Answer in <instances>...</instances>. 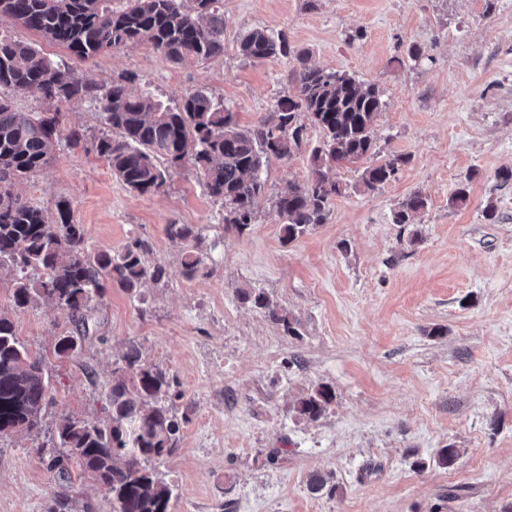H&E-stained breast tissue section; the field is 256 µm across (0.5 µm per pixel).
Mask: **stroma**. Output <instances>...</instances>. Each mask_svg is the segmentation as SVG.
Segmentation results:
<instances>
[{"mask_svg":"<svg viewBox=\"0 0 512 512\" xmlns=\"http://www.w3.org/2000/svg\"><path fill=\"white\" fill-rule=\"evenodd\" d=\"M218 7L224 54L194 67L145 44L80 61L11 19L0 29L101 85L134 73V91L171 107L206 90L244 127L292 88L295 61L246 60L239 37L282 32L311 65L378 87L377 157L408 161L368 192L356 182L374 159L341 168L346 189L326 223L290 242L272 200L306 181L318 128L290 159H269L265 195L239 233L191 162L160 190H127L93 149L106 130L96 103L62 104V138L21 194L51 213L68 202L88 252L143 240L147 264L166 276L133 294L106 286L90 304L88 335L65 358L54 344L71 328L66 308L46 300L12 310L18 338L48 364L52 398L40 433L0 438V512H48L62 493L71 512H111L106 487L48 469L47 441L62 417H104L113 363L133 343L183 393L177 443L155 464L175 487L170 512H512V181L496 178L512 169V0ZM464 184L468 200L454 204ZM415 192L426 209L394 223ZM174 222L214 244L207 274L183 277L184 247L164 233ZM242 290L286 311L297 335L242 303ZM322 386L333 394L326 411L299 416L297 402ZM448 447L458 456L445 467L438 452ZM317 475L326 485L314 493Z\"/></svg>","mask_w":512,"mask_h":512,"instance_id":"obj_1","label":"stroma"}]
</instances>
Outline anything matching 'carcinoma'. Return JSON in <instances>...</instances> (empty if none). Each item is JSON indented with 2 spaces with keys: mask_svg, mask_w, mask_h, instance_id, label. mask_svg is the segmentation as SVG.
<instances>
[{
  "mask_svg": "<svg viewBox=\"0 0 512 512\" xmlns=\"http://www.w3.org/2000/svg\"><path fill=\"white\" fill-rule=\"evenodd\" d=\"M190 2L125 0L113 8L110 0H0V18H12L81 60L148 44L173 63L195 66L224 54V14L218 0ZM239 51L247 60L291 54L284 35L263 30L243 35ZM295 61L293 88L277 100L272 115L247 129L202 89L171 108L148 93H133V74L104 89L35 46L2 33L0 91L58 105L74 99L96 102L104 125L117 137H100L94 150L129 191L159 190L168 168L189 159L207 193L223 201L224 224L238 232L252 224L263 196L266 160L292 157L302 148L307 125L319 128L324 142L312 151L307 180L288 185L274 200L284 219V239L293 241L326 222L329 201L345 190L337 170L376 154L374 128L384 108L375 85L313 66L305 52L297 53ZM301 113L309 124L300 122ZM59 115L20 112L0 96V265L6 263L15 272L14 307L27 308L44 299L68 309L73 330L55 344L62 357L71 355L86 336L88 304L102 295L105 283L132 292L147 280H161L165 269L147 265V246L139 239L117 254L86 253L82 225L73 223L67 203L57 204L59 221L53 223L39 204L15 192L17 183L48 163L60 140ZM406 162L403 155L389 156L364 168L359 181L364 189L376 190L392 181ZM426 207V197L415 192L395 213L394 223L408 224ZM164 232L187 246L184 277L191 280L205 273L216 244H206L189 224H167ZM240 300L265 310L288 335L298 334L287 312L271 306L264 294L243 291ZM50 379L46 362L16 336L9 312L1 311L0 436L6 430L15 435L41 431ZM176 387L174 378L143 359L137 345L128 346L114 362L107 417H63L56 426L59 452L49 468L62 479L70 478L75 468L80 477L107 487L112 512H169L174 489L153 463L171 453L177 441ZM332 399L331 391L321 386L298 402L296 412L315 420Z\"/></svg>",
  "mask_w": 512,
  "mask_h": 512,
  "instance_id": "cac0c4a2",
  "label": "carcinoma"
}]
</instances>
